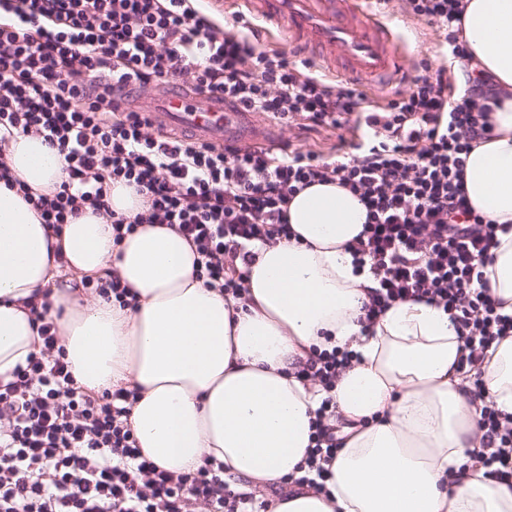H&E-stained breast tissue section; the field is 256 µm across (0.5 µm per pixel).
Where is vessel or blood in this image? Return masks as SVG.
Instances as JSON below:
<instances>
[{"label": "vessel or blood", "instance_id": "1", "mask_svg": "<svg viewBox=\"0 0 512 512\" xmlns=\"http://www.w3.org/2000/svg\"><path fill=\"white\" fill-rule=\"evenodd\" d=\"M244 13L277 30L294 54L310 52L328 75L357 82L380 79L383 84L408 80L413 69L398 51L393 26L367 11L363 0H233ZM165 130L189 132L220 146L229 135L247 137L241 112L223 103L166 88L147 100Z\"/></svg>", "mask_w": 512, "mask_h": 512}]
</instances>
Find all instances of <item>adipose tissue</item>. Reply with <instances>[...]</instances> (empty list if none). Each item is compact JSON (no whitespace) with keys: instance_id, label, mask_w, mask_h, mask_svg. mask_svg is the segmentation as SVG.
I'll list each match as a JSON object with an SVG mask.
<instances>
[{"instance_id":"ef3b65f1","label":"adipose tissue","mask_w":512,"mask_h":512,"mask_svg":"<svg viewBox=\"0 0 512 512\" xmlns=\"http://www.w3.org/2000/svg\"><path fill=\"white\" fill-rule=\"evenodd\" d=\"M463 2L469 66L494 90L493 128L466 160L464 189L476 214L512 224V0ZM7 163L37 193L65 178L62 156L37 135L14 136ZM365 221L338 184L301 191L288 205L293 238L253 245L235 299L197 279L195 249L176 228L143 224L117 244L88 207L57 235L0 181V378L34 351L30 308L45 302L79 386L138 388L128 423L165 470L211 457L252 485L299 475L328 397L343 425L324 491L271 500L267 512H512V485L472 457L482 405L512 415V336L489 349L476 399L442 308L401 302L364 328L373 279L350 246ZM499 240L483 271L512 314V233ZM114 272L136 307L84 297L82 278ZM315 347L354 355L332 392L296 376Z\"/></svg>"}]
</instances>
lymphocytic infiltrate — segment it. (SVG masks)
I'll list each match as a JSON object with an SVG mask.
<instances>
[{
    "label": "lymphocytic infiltrate",
    "instance_id": "f902f5d3",
    "mask_svg": "<svg viewBox=\"0 0 512 512\" xmlns=\"http://www.w3.org/2000/svg\"><path fill=\"white\" fill-rule=\"evenodd\" d=\"M407 4L464 58L462 0ZM173 80L223 97L231 112L282 126L352 123L362 134L330 159L282 140L216 147L168 137L112 98L129 84ZM464 82L483 84L443 64L381 108L328 84L309 62L259 49L239 21L217 24L188 0H0V180L14 179L13 135L42 136L62 155L66 178L54 194L23 197L53 233L87 206L109 221L117 243L141 224L178 227L198 254V277L236 299L252 244L289 237L294 195L337 183L367 208L352 244L374 281L364 322L406 300L442 306L461 340L458 367L478 389L488 350L512 336V316L501 314L481 270L499 227L465 195V159L488 112L458 93ZM118 182L147 210L115 212L109 190ZM33 321L37 351L0 379V512H264L265 501L231 489L211 463L174 474L145 459L127 422L138 389L76 387L54 322L43 309ZM350 362L349 353L316 350L302 373L329 391ZM477 426V462L512 483V416L486 405Z\"/></svg>",
    "mask_w": 512,
    "mask_h": 512
}]
</instances>
